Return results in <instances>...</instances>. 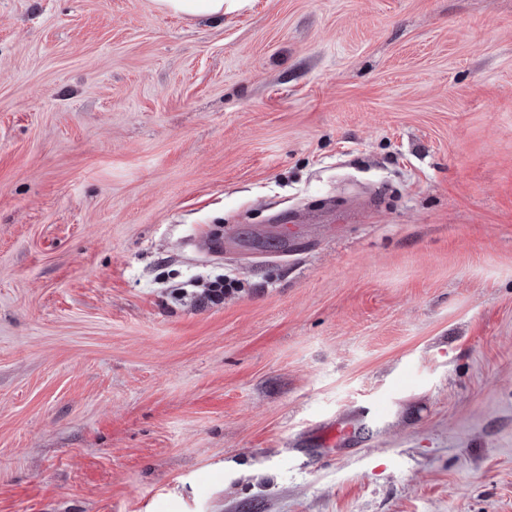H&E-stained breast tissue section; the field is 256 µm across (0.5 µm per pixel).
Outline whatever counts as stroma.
Returning a JSON list of instances; mask_svg holds the SVG:
<instances>
[{"label": "stroma", "instance_id": "35a3bbf8", "mask_svg": "<svg viewBox=\"0 0 512 512\" xmlns=\"http://www.w3.org/2000/svg\"><path fill=\"white\" fill-rule=\"evenodd\" d=\"M0 512H512V0H0ZM159 10L187 16H223L224 3L235 0H154Z\"/></svg>", "mask_w": 512, "mask_h": 512}]
</instances>
